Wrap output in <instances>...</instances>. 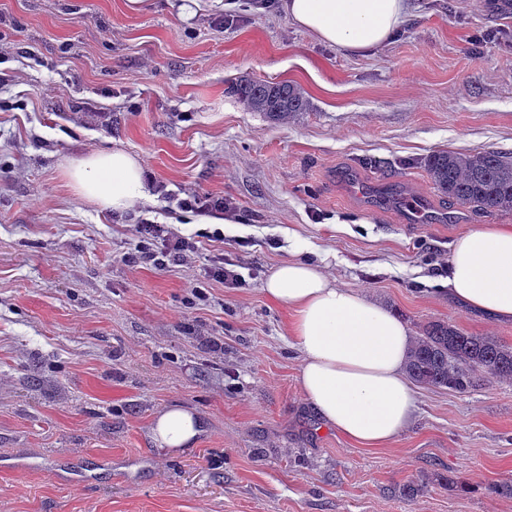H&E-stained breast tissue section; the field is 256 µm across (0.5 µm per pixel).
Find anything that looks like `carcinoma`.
Instances as JSON below:
<instances>
[{
    "instance_id": "cac0c4a2",
    "label": "carcinoma",
    "mask_w": 512,
    "mask_h": 512,
    "mask_svg": "<svg viewBox=\"0 0 512 512\" xmlns=\"http://www.w3.org/2000/svg\"><path fill=\"white\" fill-rule=\"evenodd\" d=\"M230 93L274 122L307 108L301 89L288 81L246 77ZM425 168L439 194L458 205L476 212H512V156L495 150H440L426 158ZM406 372L420 385L466 393L491 379H512V346L433 320L414 338Z\"/></svg>"
}]
</instances>
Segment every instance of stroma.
Returning a JSON list of instances; mask_svg holds the SVG:
<instances>
[{
    "label": "stroma",
    "instance_id": "35a3bbf8",
    "mask_svg": "<svg viewBox=\"0 0 512 512\" xmlns=\"http://www.w3.org/2000/svg\"><path fill=\"white\" fill-rule=\"evenodd\" d=\"M148 2L0 0V32L35 51L0 53V512H512L490 490L512 480L511 381L419 387L397 440L354 445L305 402L288 310L262 291L294 231L412 334L439 319L512 345V322L435 283L459 235L512 214L448 201L423 166L438 150L512 153V0H412L365 55L276 6L222 28L219 0ZM244 76L293 82L309 106L280 123L246 111L227 92ZM116 147L155 182L235 198L238 223L188 263L122 262L138 209L89 204L62 174ZM219 251L245 286L205 278ZM196 286L210 304L190 303ZM171 407L203 426L166 452L151 428ZM450 470L468 492L434 482Z\"/></svg>",
    "mask_w": 512,
    "mask_h": 512
}]
</instances>
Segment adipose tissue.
<instances>
[{
  "label": "adipose tissue",
  "instance_id": "adipose-tissue-1",
  "mask_svg": "<svg viewBox=\"0 0 512 512\" xmlns=\"http://www.w3.org/2000/svg\"><path fill=\"white\" fill-rule=\"evenodd\" d=\"M281 10L325 44L351 54L375 51L393 39L410 0H281ZM63 174L81 199L123 212L148 199L141 160L124 150L67 161ZM444 282L450 297L502 321L512 320V225L478 224L451 245ZM263 291L291 312L290 335L301 355L297 384L326 426L367 448L396 440L417 410L405 371L413 342L404 321L359 292L341 288L320 264L291 258L277 265ZM158 448L187 446L199 422L172 407L156 419Z\"/></svg>",
  "mask_w": 512,
  "mask_h": 512
}]
</instances>
